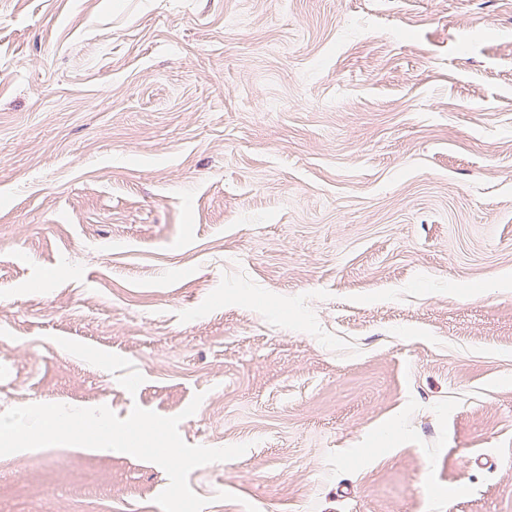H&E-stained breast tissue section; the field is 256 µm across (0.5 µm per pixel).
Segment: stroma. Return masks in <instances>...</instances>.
<instances>
[{
    "mask_svg": "<svg viewBox=\"0 0 512 512\" xmlns=\"http://www.w3.org/2000/svg\"><path fill=\"white\" fill-rule=\"evenodd\" d=\"M506 278L512 0H0V412L202 395L203 512H512ZM168 483L50 446L0 512Z\"/></svg>",
    "mask_w": 512,
    "mask_h": 512,
    "instance_id": "1",
    "label": "stroma"
}]
</instances>
